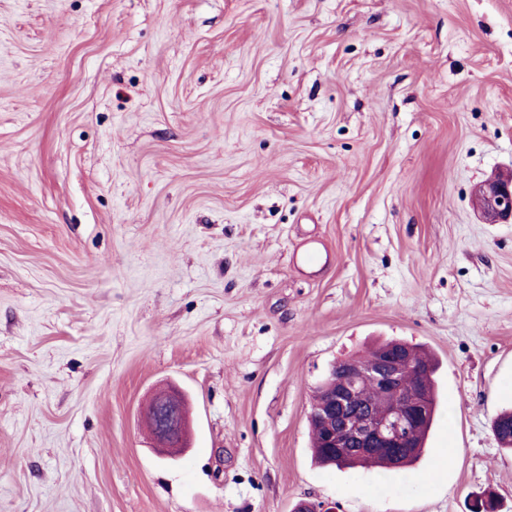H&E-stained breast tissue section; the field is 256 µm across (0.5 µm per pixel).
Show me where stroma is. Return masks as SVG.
<instances>
[{"label": "stroma", "mask_w": 512, "mask_h": 512, "mask_svg": "<svg viewBox=\"0 0 512 512\" xmlns=\"http://www.w3.org/2000/svg\"><path fill=\"white\" fill-rule=\"evenodd\" d=\"M511 167L512 0H0V512H512V223L471 197ZM392 338L438 364L423 456L317 465L316 388ZM293 261L306 268L315 267L322 258V247L318 241L308 240L294 252ZM185 395L177 389L160 391L142 411L154 448L169 459L190 448L191 422L184 411Z\"/></svg>", "instance_id": "1"}]
</instances>
